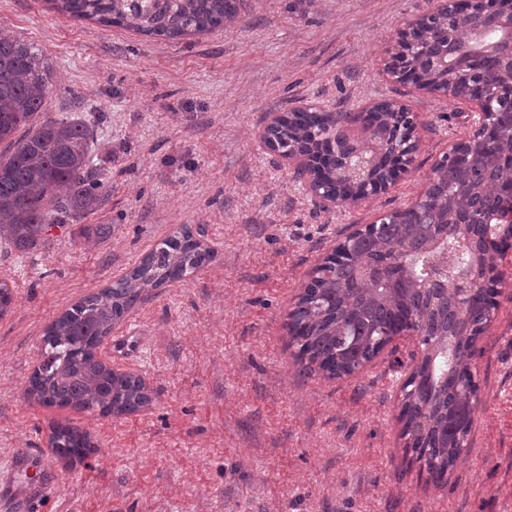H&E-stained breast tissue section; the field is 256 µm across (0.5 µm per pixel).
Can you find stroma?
<instances>
[{
  "label": "stroma",
  "mask_w": 512,
  "mask_h": 512,
  "mask_svg": "<svg viewBox=\"0 0 512 512\" xmlns=\"http://www.w3.org/2000/svg\"><path fill=\"white\" fill-rule=\"evenodd\" d=\"M430 7L244 0L224 30L161 40L72 20L51 0H0V28L54 68L43 114L94 120L93 166L107 181L101 211L52 228L46 246L0 243V280L14 294L0 317V465L18 448L50 461L58 486L42 512H512V249L504 297L477 343L486 406L445 484L429 480L402 436L415 343L328 381L301 375L287 328L316 265L348 234L410 206L476 129L459 100L384 71L398 32ZM302 100L331 111L405 105L421 141L411 172L366 200L324 206L260 143L270 116ZM184 224L215 259L147 292L101 349L144 379L150 403L99 417L25 398L51 322ZM56 420L87 430L96 452L59 456Z\"/></svg>",
  "instance_id": "35a3bbf8"
}]
</instances>
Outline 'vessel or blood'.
I'll use <instances>...</instances> for the list:
<instances>
[{"label":"vessel or blood","mask_w":512,"mask_h":512,"mask_svg":"<svg viewBox=\"0 0 512 512\" xmlns=\"http://www.w3.org/2000/svg\"><path fill=\"white\" fill-rule=\"evenodd\" d=\"M57 476L46 460L28 449H17L0 470V502L17 504L19 512H33L34 506L55 489Z\"/></svg>","instance_id":"vessel-or-blood-1"}]
</instances>
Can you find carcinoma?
<instances>
[{
	"label": "carcinoma",
	"mask_w": 512,
	"mask_h": 512,
	"mask_svg": "<svg viewBox=\"0 0 512 512\" xmlns=\"http://www.w3.org/2000/svg\"><path fill=\"white\" fill-rule=\"evenodd\" d=\"M70 18L123 27L160 39L214 32L237 22L239 0H54ZM512 11V0H486L454 19L421 18L411 30L423 45L432 28L467 56L459 72L434 69L429 80L455 97L493 91L490 107L512 114V70L476 51L471 39L481 20L483 44L497 41V20ZM53 71L36 45L0 30V240L20 251L46 241L47 232L72 218L97 213L107 183L91 164L94 130L78 115L36 120ZM394 121L384 108L353 111L294 109L282 114L275 134L277 150H315L302 171L308 188L325 186L354 197L360 185L336 183L340 144L325 140L343 123L387 127ZM433 192L413 206L367 229L371 242L348 248L340 243L313 271L291 311L290 333L305 375L327 379L349 376L352 351L369 361L383 346L379 332L412 329L422 350L420 363L401 394L403 436L434 483L468 454L479 410L476 344L499 308L500 270L512 232L487 243V226L512 200V122L476 132L462 142L461 155L446 156L433 169ZM185 226L157 241L121 279L65 310L45 330L43 361L28 378L25 394L47 407H72L101 417L129 414L150 401L139 379L118 375L98 357L112 328L148 290L179 281L213 258ZM363 265L383 272L378 283L360 278ZM475 268L484 284L464 291L456 284ZM442 269V284L424 283ZM50 441L67 457L84 458L95 445L89 433L69 421L52 426Z\"/></svg>",
	"instance_id": "carcinoma-1"
}]
</instances>
